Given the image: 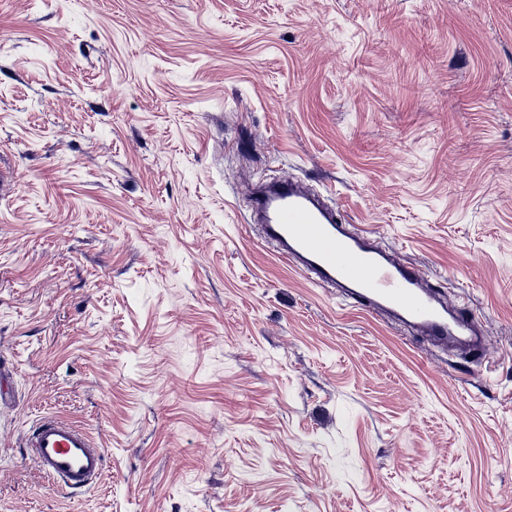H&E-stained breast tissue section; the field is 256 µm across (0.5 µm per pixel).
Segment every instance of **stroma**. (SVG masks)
<instances>
[{"label":"stroma","mask_w":512,"mask_h":512,"mask_svg":"<svg viewBox=\"0 0 512 512\" xmlns=\"http://www.w3.org/2000/svg\"><path fill=\"white\" fill-rule=\"evenodd\" d=\"M274 175L485 362L281 263ZM0 374V512H512V0H0ZM30 456L53 487L84 489L105 468L102 448H95L82 429L51 416L42 417L27 440Z\"/></svg>","instance_id":"35a3bbf8"}]
</instances>
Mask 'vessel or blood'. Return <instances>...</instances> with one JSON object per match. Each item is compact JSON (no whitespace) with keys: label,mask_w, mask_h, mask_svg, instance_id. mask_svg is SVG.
Masks as SVG:
<instances>
[{"label":"vessel or blood","mask_w":512,"mask_h":512,"mask_svg":"<svg viewBox=\"0 0 512 512\" xmlns=\"http://www.w3.org/2000/svg\"><path fill=\"white\" fill-rule=\"evenodd\" d=\"M248 204L263 225L267 245L308 281L340 288L344 303L387 311L434 344L466 337V354L484 359L475 318L426 288L419 268L401 263L368 232L344 223L321 193L274 178L255 189ZM27 446L56 488L91 486L105 468L103 450L93 446L84 430L50 416L39 420Z\"/></svg>","instance_id":"vessel-or-blood-1"}]
</instances>
